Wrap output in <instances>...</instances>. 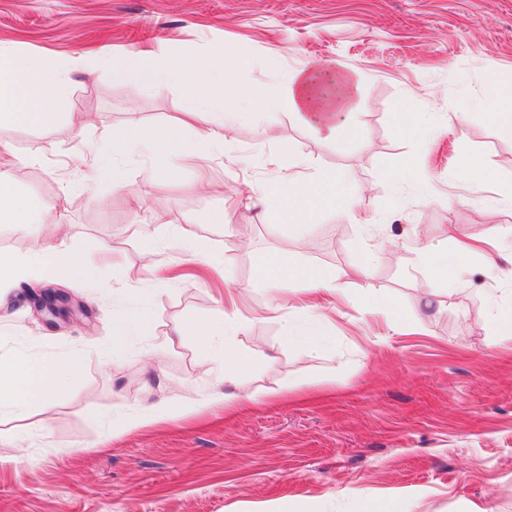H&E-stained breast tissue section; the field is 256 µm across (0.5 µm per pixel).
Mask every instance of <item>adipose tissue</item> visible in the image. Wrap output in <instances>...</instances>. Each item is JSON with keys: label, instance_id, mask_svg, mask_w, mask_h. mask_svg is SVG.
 <instances>
[{"label": "adipose tissue", "instance_id": "1", "mask_svg": "<svg viewBox=\"0 0 512 512\" xmlns=\"http://www.w3.org/2000/svg\"><path fill=\"white\" fill-rule=\"evenodd\" d=\"M233 60L234 53L228 47L212 52L197 72L195 89L186 95L188 114H196L203 107L220 108L228 95L248 105L257 101V92L239 83ZM98 63L111 68L113 75L122 81L156 89L166 88L182 73L181 67L164 54L153 52L123 63L113 62L104 54ZM67 88V83L51 63L0 53V112L10 114L15 122H46L50 118L47 110L50 97L65 94ZM357 90L355 75L323 62L289 76L286 102L289 110L295 111L319 137L329 140L336 135L340 117L354 108ZM233 124L234 119L229 114L219 123L201 119L196 135L191 139L184 138L176 128L166 124L145 132L130 128L115 131L111 145L101 147L87 162L83 180L90 184L105 178L111 180L113 186H123L124 177L116 162L117 155L146 146L151 148L158 169L166 176H173L176 161L197 156L202 145L223 144ZM264 201L267 207L282 211L288 219L301 221L313 211L339 202L348 204L352 198L343 193L336 175L319 172L301 184L288 179L268 185ZM45 265L73 283L88 282L94 277L92 266L69 247H54L25 257L1 253L0 311L10 308V291L32 270ZM274 268L295 281L296 286L289 289V296H296L301 291L310 297L306 314L312 320H320L321 297L336 294L339 290L336 276L306 272L292 263L278 262ZM77 370V365L70 361L0 355V410L7 409L20 415L32 404L48 402L55 388L66 385Z\"/></svg>", "mask_w": 512, "mask_h": 512}]
</instances>
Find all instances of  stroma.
I'll return each instance as SVG.
<instances>
[{"label": "stroma", "mask_w": 512, "mask_h": 512, "mask_svg": "<svg viewBox=\"0 0 512 512\" xmlns=\"http://www.w3.org/2000/svg\"><path fill=\"white\" fill-rule=\"evenodd\" d=\"M235 52L239 81L282 97L289 74L318 62L354 72L355 108L335 139L279 107L256 118L224 99L230 140L204 147L215 190L194 187L195 160L164 179L148 152L123 155L125 189L84 185L80 172L113 129L182 120V84L159 91L88 71L101 50L121 60L164 49L203 63ZM0 50L52 61L70 87L39 125L0 117V141L33 166L0 165V181L41 210L61 211L64 233L40 222L0 223V250L27 255L67 235L95 280L69 284L81 302L51 326L23 283L0 316V354L75 362L78 377L25 414L0 412V512H512V126L493 120L495 88H512V0H0ZM422 116L402 130L405 114ZM477 158L487 179L464 175ZM344 177L354 207L295 224L264 205L285 173ZM104 200L90 214L91 198ZM193 223L209 250L181 242ZM466 262L450 292L416 272L427 239ZM376 258L352 277L364 244ZM288 259L342 275L323 300L325 349L307 353L288 330L312 323L275 310L264 269ZM374 292L357 303L361 288ZM151 303L144 332L112 335L114 317ZM235 303L228 342L253 358L235 384L204 368L205 350L175 336L187 320ZM265 389L246 411L225 393Z\"/></svg>", "instance_id": "obj_1"}]
</instances>
